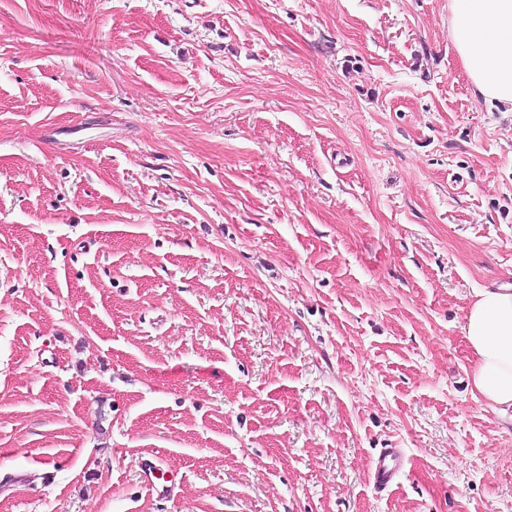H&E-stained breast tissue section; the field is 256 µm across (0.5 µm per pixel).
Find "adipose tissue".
Masks as SVG:
<instances>
[{
    "label": "adipose tissue",
    "mask_w": 512,
    "mask_h": 512,
    "mask_svg": "<svg viewBox=\"0 0 512 512\" xmlns=\"http://www.w3.org/2000/svg\"><path fill=\"white\" fill-rule=\"evenodd\" d=\"M448 39L473 95L512 110V0H448ZM462 332L474 394L494 413L512 412V289L480 290Z\"/></svg>",
    "instance_id": "adipose-tissue-1"
}]
</instances>
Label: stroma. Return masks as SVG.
I'll return each instance as SVG.
<instances>
[{
  "label": "stroma",
  "mask_w": 512,
  "mask_h": 512,
  "mask_svg": "<svg viewBox=\"0 0 512 512\" xmlns=\"http://www.w3.org/2000/svg\"><path fill=\"white\" fill-rule=\"evenodd\" d=\"M509 281L448 0H0V512H512ZM462 332L473 356V393L490 411L512 414V289L480 290ZM405 457L400 448H382L371 468L373 486L386 490L404 468ZM159 460L160 458L155 455L150 458L141 460L140 471L144 482H146L154 491H156L158 495L165 497L167 494L173 492V488L171 485L167 484L168 480H164V473L160 467ZM158 473H161V477L158 476ZM161 478L163 479L162 482H160Z\"/></svg>",
  "instance_id": "stroma-1"
}]
</instances>
